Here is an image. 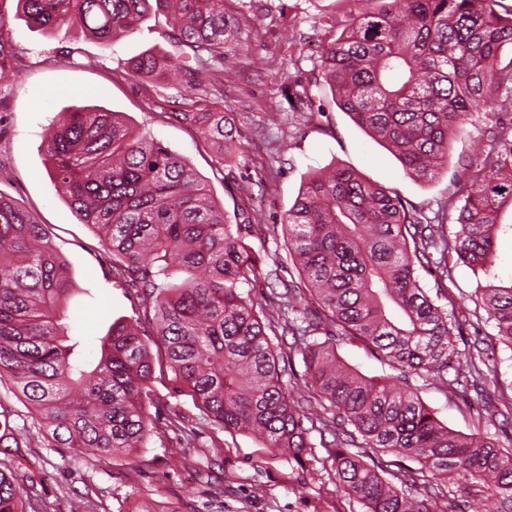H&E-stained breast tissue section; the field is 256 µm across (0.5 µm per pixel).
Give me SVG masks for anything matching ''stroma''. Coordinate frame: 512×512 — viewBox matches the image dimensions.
I'll list each match as a JSON object with an SVG mask.
<instances>
[{
  "mask_svg": "<svg viewBox=\"0 0 512 512\" xmlns=\"http://www.w3.org/2000/svg\"><path fill=\"white\" fill-rule=\"evenodd\" d=\"M226 5L240 22L238 55L210 80L215 102L233 113L242 134L243 152L230 172L250 183L246 195L226 188L229 171L202 130L177 117L195 101L197 90L126 74L132 58L167 48L171 28L164 15H153L135 32L103 45L74 28L48 34L28 26L15 0H0V35L13 47L16 72L14 79L0 81V194L31 212L69 261L66 323L70 335L87 337L85 357L95 356L97 337L116 319L139 321L146 336L154 329L141 293L113 279L111 253L99 234L76 218L47 171L44 131L73 107L122 113L129 124L188 161L230 220L256 219L249 244L265 262H278L285 281L297 279L298 272L288 259L279 221L312 170L352 167L427 217L445 213L452 233L455 207L469 187L463 163L482 160L512 139V108L489 119L473 115L466 133L452 138L435 177L413 179L382 143L336 106L329 89L312 91L323 112L310 116L294 109L297 83L318 66L321 46L357 18L360 0H227ZM420 279L429 292H442L450 302L474 310L477 282L467 267L457 266L451 279L440 282L425 269ZM336 352L366 376L417 391L450 429L512 445V415L486 420L477 414L482 398L512 397L511 351L497 349L496 372L488 376L482 396L466 399L421 375L401 373L361 343L337 338ZM153 394L155 431L137 452L138 467L115 457L48 448L38 437L16 450L11 464L38 512H135L144 503L158 512H362L355 499L337 490L324 448H316V464L302 467L249 434L218 428L167 372L156 373ZM178 417L184 430L171 425Z\"/></svg>",
  "mask_w": 512,
  "mask_h": 512,
  "instance_id": "obj_1",
  "label": "stroma"
}]
</instances>
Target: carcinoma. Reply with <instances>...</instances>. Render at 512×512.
Returning a JSON list of instances; mask_svg holds the SVG:
<instances>
[{
	"label": "carcinoma",
	"mask_w": 512,
	"mask_h": 512,
	"mask_svg": "<svg viewBox=\"0 0 512 512\" xmlns=\"http://www.w3.org/2000/svg\"><path fill=\"white\" fill-rule=\"evenodd\" d=\"M379 2L323 45L318 73L295 99L299 111L320 112L309 88L328 87L407 174L430 179L473 113L512 101V60L499 61L512 47V17L497 13L498 0ZM164 6L175 51L137 57L130 75L180 80L223 69L238 33L224 0H17L33 25L77 27L103 43ZM175 116L203 126L220 163L236 165L243 146L231 117L197 101ZM45 156L77 219L102 233L115 277L140 288L155 334L146 340L119 318L87 361L81 348L89 337L68 335L64 323L69 262L43 225L0 196V386L31 418L19 426L0 403V454L14 455L36 431L49 448L132 458L154 432L150 383L159 361L211 423L252 432L298 463L318 460L311 432H319L336 487L364 512H432L440 502L441 512H457V487L474 502L490 501V512H512L511 447L449 429L414 391L348 367L335 344L315 337L336 330L452 392L454 358V370L481 387V351H460L453 340L464 311L432 297L419 270L433 266L445 280L455 266L468 267L496 342L512 349V280L491 274L494 240L512 231L498 223L500 208L512 203V140L478 169L463 165L472 189L451 239L445 224L349 167L311 173L281 222L299 280L269 297L253 295L260 276L273 283L278 275L262 272L246 242L252 222L231 223L196 170L122 113L74 107L47 130ZM174 265L183 278L173 279ZM280 330L295 335L326 411L309 428L271 340ZM369 448L417 467L389 479L386 466L366 460ZM29 506L17 474L0 461V512Z\"/></svg>",
	"instance_id": "carcinoma-1"
}]
</instances>
